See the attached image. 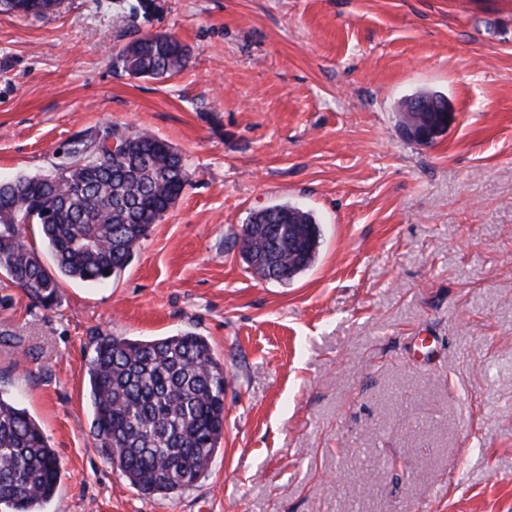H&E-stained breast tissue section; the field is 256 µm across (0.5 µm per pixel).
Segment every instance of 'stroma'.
<instances>
[{"label":"stroma","mask_w":512,"mask_h":512,"mask_svg":"<svg viewBox=\"0 0 512 512\" xmlns=\"http://www.w3.org/2000/svg\"><path fill=\"white\" fill-rule=\"evenodd\" d=\"M167 79L113 61L148 34ZM440 92L434 144L400 102ZM146 130L191 179L131 264L41 307L0 275V394L42 425L45 512H512V0H61L0 12V180L75 136ZM290 203L314 265L265 280L233 240ZM205 336L227 376L210 473L136 492L87 397L102 333ZM58 4L54 0V7H48L46 0H0V12L19 15H45L53 10ZM187 49L171 34H152L125 46L117 63L130 75L159 79L180 72L186 63ZM414 95L419 100L418 104L405 103L403 111L412 113L420 120L424 119L427 113L437 112L436 118L424 125H401L402 132L414 142L423 145L432 144L452 125L455 120V111L448 108V113L440 112L447 110L448 99L435 92L425 91Z\"/></svg>","instance_id":"35a3bbf8"}]
</instances>
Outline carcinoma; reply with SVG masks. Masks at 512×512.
<instances>
[{
    "mask_svg": "<svg viewBox=\"0 0 512 512\" xmlns=\"http://www.w3.org/2000/svg\"><path fill=\"white\" fill-rule=\"evenodd\" d=\"M48 0H0V12L45 15ZM187 49L171 34H152L117 56L124 71L159 79L180 72ZM404 111L417 119L447 110L435 92L416 94ZM128 136L120 156L98 138L69 143V162L44 176L0 182V271L31 300L58 302L60 282L100 284L125 270L153 224L174 206L190 173L181 154L146 131ZM35 224L53 268L23 240ZM240 242L246 264L287 284L315 262L322 230L313 214L284 203L254 210ZM89 399L100 448L142 495H167L209 471L224 434V364L205 337L190 331L153 340L103 333L90 361ZM57 452L27 409L0 393V512H43L60 483Z\"/></svg>",
    "mask_w": 512,
    "mask_h": 512,
    "instance_id": "obj_1",
    "label": "carcinoma"
}]
</instances>
